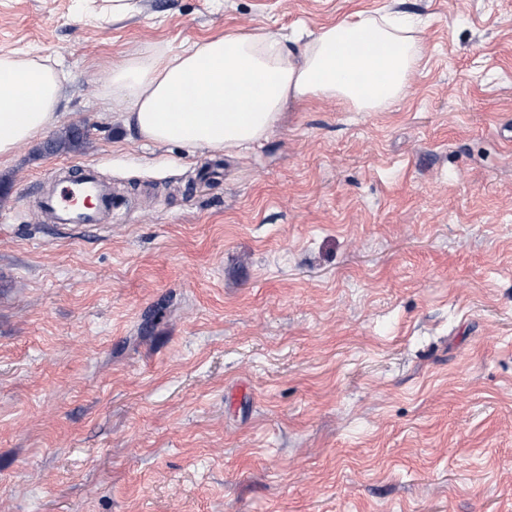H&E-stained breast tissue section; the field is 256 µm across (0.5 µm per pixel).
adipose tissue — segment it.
<instances>
[{
	"label": "adipose tissue",
	"mask_w": 512,
	"mask_h": 512,
	"mask_svg": "<svg viewBox=\"0 0 512 512\" xmlns=\"http://www.w3.org/2000/svg\"><path fill=\"white\" fill-rule=\"evenodd\" d=\"M422 52L413 25L370 15L321 28L299 51L262 29L234 31L174 54L114 60L109 95L141 138L221 153L263 139L290 101L390 108L410 89ZM64 79L51 58L0 56V157L57 121Z\"/></svg>",
	"instance_id": "1"
}]
</instances>
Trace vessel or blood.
<instances>
[{"label":"vessel or blood","instance_id":"1","mask_svg":"<svg viewBox=\"0 0 512 512\" xmlns=\"http://www.w3.org/2000/svg\"><path fill=\"white\" fill-rule=\"evenodd\" d=\"M112 192L95 169L81 168L77 179L58 181L43 207L54 223L95 226L112 221Z\"/></svg>","mask_w":512,"mask_h":512}]
</instances>
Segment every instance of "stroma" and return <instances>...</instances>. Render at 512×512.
<instances>
[{
	"mask_svg": "<svg viewBox=\"0 0 512 512\" xmlns=\"http://www.w3.org/2000/svg\"><path fill=\"white\" fill-rule=\"evenodd\" d=\"M135 3L0 0V55L67 75L0 158V512H512V0ZM358 12L424 23L390 110L211 153L106 98L116 57ZM75 165L112 223L39 208ZM86 137L76 136L71 128L64 133L54 137L43 146V153L48 155H55L62 152H71L78 150Z\"/></svg>",
	"mask_w": 512,
	"mask_h": 512,
	"instance_id": "obj_1",
	"label": "stroma"
}]
</instances>
